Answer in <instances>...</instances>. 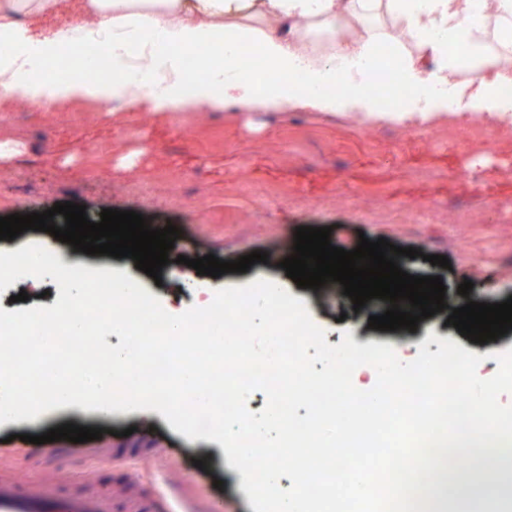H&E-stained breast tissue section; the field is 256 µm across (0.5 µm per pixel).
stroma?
<instances>
[{
    "instance_id": "stroma-1",
    "label": "stroma",
    "mask_w": 512,
    "mask_h": 512,
    "mask_svg": "<svg viewBox=\"0 0 512 512\" xmlns=\"http://www.w3.org/2000/svg\"><path fill=\"white\" fill-rule=\"evenodd\" d=\"M498 151L488 142L483 157L448 140L447 126L369 128L354 119L316 112L257 111L249 120L228 112H201L176 124L169 116L137 111L94 98L48 100L0 97V216L40 213L55 203L85 206L89 221L102 210H128L147 223L179 226L171 256L214 255L232 261L254 251L267 262L244 273L209 278L211 288L274 281L304 301L329 344L343 333L355 343L393 346L416 356L420 344L437 351L428 335L448 339L480 355L479 377L497 370L492 353L512 348V331L475 344L447 325L449 310L421 320L416 331H379L368 326L371 306L355 308L333 292L297 286L281 266L284 240L297 228H330L332 246H357L360 238L385 239L420 250L403 258L413 276H437L447 299L471 281L474 302L512 297V177L493 166ZM446 256L451 266L431 264ZM82 267L125 272L140 281L162 307L178 313L195 306V269L167 264L160 279L136 269L129 258L82 255ZM73 423L102 429L96 454L50 463L34 456H0V483L37 492L71 489L131 504L150 494V473L170 469L175 489L200 512L213 500L224 512H254L240 472L218 442L188 439L153 410L114 411L59 407L35 419L0 424V440L13 434L39 436ZM162 444L160 455L126 459L111 448L112 435L128 428ZM222 488H215V481Z\"/></svg>"
}]
</instances>
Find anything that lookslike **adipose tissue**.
Listing matches in <instances>:
<instances>
[{
    "instance_id": "ef3b65f1",
    "label": "adipose tissue",
    "mask_w": 512,
    "mask_h": 512,
    "mask_svg": "<svg viewBox=\"0 0 512 512\" xmlns=\"http://www.w3.org/2000/svg\"><path fill=\"white\" fill-rule=\"evenodd\" d=\"M62 0H0V95L38 105L51 99L118 98L127 106L170 114L231 108L239 113L281 110L342 114L379 125L430 127L462 112L498 118L512 112L502 93L512 84V0H78L88 37L111 36L114 57L133 51L144 64L138 81L113 73L90 85L23 83L30 52L55 55L66 29L45 32L42 19ZM384 14L396 28L368 25ZM224 44V60L209 79L183 94L180 49ZM396 42L400 80L409 91L391 110L370 94L372 63L381 44ZM258 44L269 69L299 70L304 87L258 88L237 64L235 45ZM342 81L345 92L329 87Z\"/></svg>"
}]
</instances>
